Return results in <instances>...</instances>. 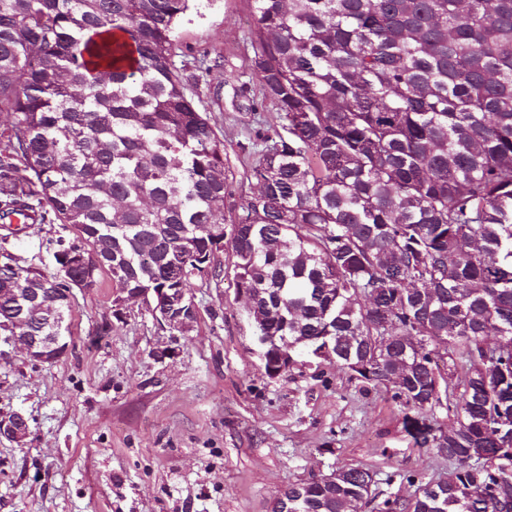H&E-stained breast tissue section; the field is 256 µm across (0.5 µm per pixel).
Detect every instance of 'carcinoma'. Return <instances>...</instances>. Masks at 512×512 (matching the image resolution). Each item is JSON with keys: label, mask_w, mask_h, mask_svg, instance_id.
<instances>
[{"label": "carcinoma", "mask_w": 512, "mask_h": 512, "mask_svg": "<svg viewBox=\"0 0 512 512\" xmlns=\"http://www.w3.org/2000/svg\"><path fill=\"white\" fill-rule=\"evenodd\" d=\"M192 0H0V228L59 224L54 271L0 246L6 294L71 312L115 288L219 278L252 289L266 374L325 346L390 387L453 471L376 502L352 464L288 485L282 512H512V0H251L258 190L229 223L224 136L174 63ZM24 217L22 227L14 219Z\"/></svg>", "instance_id": "obj_1"}]
</instances>
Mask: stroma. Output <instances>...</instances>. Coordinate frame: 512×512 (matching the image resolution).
<instances>
[{"label":"stroma","mask_w":512,"mask_h":512,"mask_svg":"<svg viewBox=\"0 0 512 512\" xmlns=\"http://www.w3.org/2000/svg\"><path fill=\"white\" fill-rule=\"evenodd\" d=\"M249 0H194L176 30L177 70L224 136L232 219L255 190L244 151L259 112L277 124L249 68ZM223 57L222 71L202 60ZM55 224H34L5 247L53 270ZM220 278H197L191 332L160 329L138 302L113 303L107 273L71 297L65 353L40 363L0 350V417L22 413L23 444L0 436V512H272L285 486L341 464L372 470L379 497L410 498L400 475L447 477L434 448L416 445L392 389L362 390L326 362L268 378L238 298L231 252ZM175 354L160 358L159 350Z\"/></svg>","instance_id":"35a3bbf8"}]
</instances>
